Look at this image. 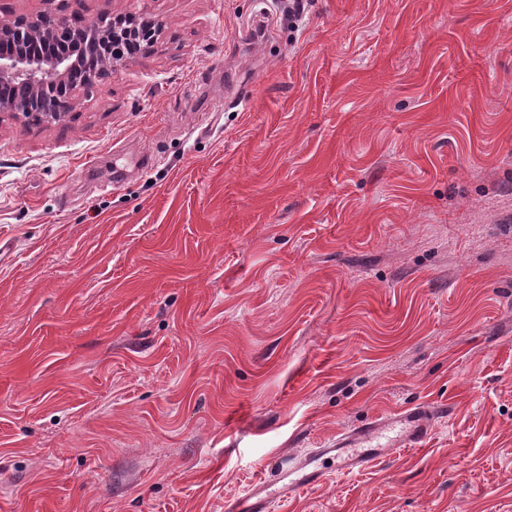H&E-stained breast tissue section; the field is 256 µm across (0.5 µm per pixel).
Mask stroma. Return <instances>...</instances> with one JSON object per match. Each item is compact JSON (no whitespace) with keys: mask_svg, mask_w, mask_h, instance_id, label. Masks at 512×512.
I'll return each mask as SVG.
<instances>
[{"mask_svg":"<svg viewBox=\"0 0 512 512\" xmlns=\"http://www.w3.org/2000/svg\"><path fill=\"white\" fill-rule=\"evenodd\" d=\"M287 5L0 0L163 26L0 117V512H512V0ZM396 415V422L407 426L406 432L398 438L396 448H417L428 438L435 420L447 418L448 407L409 408ZM383 425H385V422L373 420L349 428L336 439V444L332 445V447L336 448H323V452L331 454L336 451V460L340 459V462L336 463V470L338 471L350 472L368 469L382 455L381 449L359 450V448H368L366 444L373 439Z\"/></svg>","mask_w":512,"mask_h":512,"instance_id":"1","label":"stroma"}]
</instances>
